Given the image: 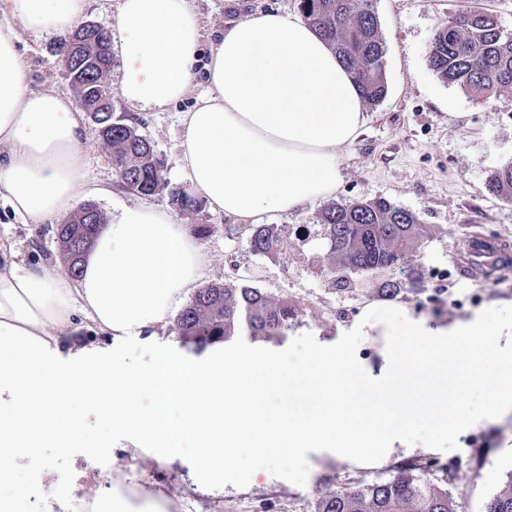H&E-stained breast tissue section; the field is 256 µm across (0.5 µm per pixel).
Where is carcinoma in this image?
<instances>
[{
    "instance_id": "carcinoma-1",
    "label": "carcinoma",
    "mask_w": 512,
    "mask_h": 512,
    "mask_svg": "<svg viewBox=\"0 0 512 512\" xmlns=\"http://www.w3.org/2000/svg\"><path fill=\"white\" fill-rule=\"evenodd\" d=\"M303 18L342 56L369 104L387 95L385 44L374 0H299ZM436 75L471 97L512 88V30L482 6L468 0L455 22L437 27L429 51ZM97 130L112 149L120 181L129 189L151 195L162 185L161 168L151 143L123 120L105 119ZM487 190L512 202V162L487 180ZM105 223L96 208H82L56 229L64 268L73 277ZM327 272L338 293L372 283L382 299L417 294L423 278L414 269L406 278L394 277L401 259L417 251L427 228L412 212L385 199H360L330 204L321 212ZM286 245L274 224H254L253 253L272 258ZM302 322L297 304L274 297L243 279L198 289L176 318L175 332L185 345L205 347L234 338L280 342ZM313 512H448V488L430 471L402 466L389 479L321 493ZM484 512H512V493L489 498Z\"/></svg>"
}]
</instances>
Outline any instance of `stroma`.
I'll use <instances>...</instances> for the list:
<instances>
[{"label": "stroma", "instance_id": "obj_1", "mask_svg": "<svg viewBox=\"0 0 512 512\" xmlns=\"http://www.w3.org/2000/svg\"><path fill=\"white\" fill-rule=\"evenodd\" d=\"M465 0H376L375 10L385 42L388 94L376 105H366L367 124L359 138L339 157L342 183L339 204L383 198L414 213L426 224L428 236L416 254L405 257L404 269L420 267L425 274L421 293L404 300H386L374 288L336 294L322 261L320 213L323 202L272 214L288 244L285 256L268 259L252 253L246 224L211 211L205 201L184 209L176 203L187 178L176 164L182 127L180 115L195 103L206 85L198 73L190 92L162 112H136L120 96L112 98V115L135 126L152 144L161 166L163 184L154 194L141 196L125 187L117 174L112 152L98 136H91L83 154L86 180L100 190L92 201L104 217H111L113 201H140L172 209L189 230L209 228L199 242L209 261L208 283L247 278L274 295H288L303 314V324L282 343L238 339L224 346L227 360L261 351L298 363L313 349L354 356L368 378L394 384L398 371L393 348L398 336H364L360 327L369 312L389 324L412 319L429 327L445 326L487 313L491 323L512 318V273L501 284L455 275L452 282L431 279L430 271L447 268L458 254L461 230L496 239L512 247V203L489 194V176L512 161V91L501 90L475 99L455 85L443 82L431 69L429 48L441 21L461 8ZM205 38L239 22L249 12H298L299 0H192ZM62 41L53 36H25L21 50L29 66L30 85L71 92L60 64ZM56 220L26 224L0 207V239L12 244L26 259L48 264L60 261ZM166 342L172 353L198 362L208 348L182 346L172 327L158 338L134 333L117 345H105L107 359L129 369L144 370L154 362L155 341ZM502 372L500 357L483 359L475 380L459 392L461 423L447 438L437 435L429 412L405 428L389 458L408 462L426 456L447 459L463 453L474 436L484 438L486 452L480 464H464L463 487H449L450 512H482L486 500L512 490V461L500 455L512 447V412L497 419L488 413L495 396L492 385ZM197 451L185 449L175 457L138 443L130 432L101 419L86 433L65 444L47 441L35 449L22 468L0 481V498L13 512H24L31 486L42 488L41 512H54L59 494L74 487L110 512L114 499L128 512L157 505L160 512H311L325 486L367 485L386 478L381 467L352 473L336 457L309 459L285 453L240 454L223 478L202 474Z\"/></svg>", "mask_w": 512, "mask_h": 512}]
</instances>
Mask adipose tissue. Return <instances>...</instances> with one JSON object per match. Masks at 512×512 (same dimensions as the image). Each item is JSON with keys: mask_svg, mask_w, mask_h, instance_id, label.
<instances>
[{"mask_svg": "<svg viewBox=\"0 0 512 512\" xmlns=\"http://www.w3.org/2000/svg\"><path fill=\"white\" fill-rule=\"evenodd\" d=\"M85 0H0V205L26 224L73 210L91 194L81 171L89 139L72 97L34 90L18 50L22 32L66 37L80 25ZM123 76L120 96L153 112L180 101L198 66L207 84L183 113L176 161L188 191L213 211L256 224L270 213L330 198L342 182L338 157L361 134L364 101L350 71L303 18L253 12L204 42L190 0H116ZM207 259L168 209L116 205L78 277L25 263L0 244V480L45 438L66 441L96 424L104 401L112 422L167 454L191 446L209 477L233 463L235 448H281L341 461L391 452L419 408L440 434L452 429L448 388L454 341L477 365L491 335H512V321L491 327L486 314L450 327L405 324L398 352L401 388L420 406L400 408L387 386H369L352 357L321 352L289 365L265 355L198 363L160 351L133 372L106 363L76 335L77 315L91 333L117 343L138 331L156 335L176 301L201 288ZM149 391L150 412L139 406ZM80 397L79 416L69 413ZM301 397L303 418L288 413ZM356 419L358 429L340 427Z\"/></svg>", "mask_w": 512, "mask_h": 512, "instance_id": "adipose-tissue-1", "label": "adipose tissue"}]
</instances>
